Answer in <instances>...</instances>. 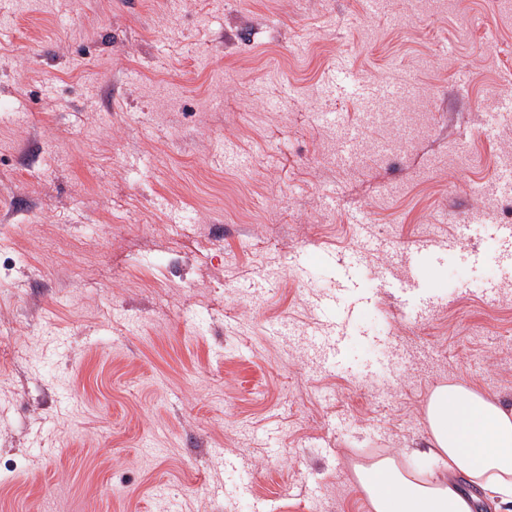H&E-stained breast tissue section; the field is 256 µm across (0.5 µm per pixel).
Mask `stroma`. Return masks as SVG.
<instances>
[{
    "mask_svg": "<svg viewBox=\"0 0 512 512\" xmlns=\"http://www.w3.org/2000/svg\"><path fill=\"white\" fill-rule=\"evenodd\" d=\"M407 9L0 0V512H370L437 387L512 406V18ZM353 75L425 93L367 126Z\"/></svg>",
    "mask_w": 512,
    "mask_h": 512,
    "instance_id": "1",
    "label": "stroma"
}]
</instances>
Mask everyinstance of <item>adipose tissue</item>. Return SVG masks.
<instances>
[{"label":"adipose tissue","instance_id":"ef3b65f1","mask_svg":"<svg viewBox=\"0 0 512 512\" xmlns=\"http://www.w3.org/2000/svg\"><path fill=\"white\" fill-rule=\"evenodd\" d=\"M427 479L385 458L359 469L370 512H472L463 485L482 489L492 512H512V407L475 388H436L427 406Z\"/></svg>","mask_w":512,"mask_h":512}]
</instances>
